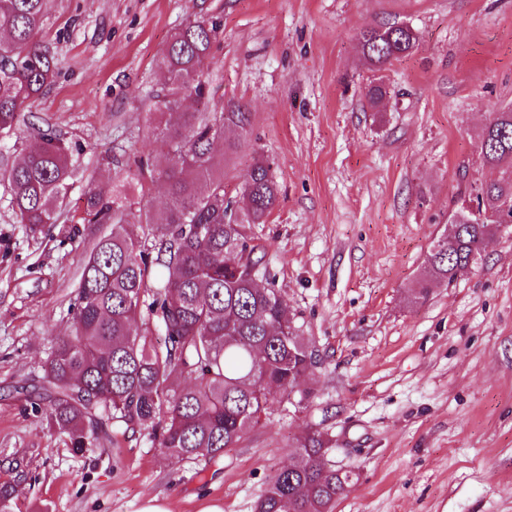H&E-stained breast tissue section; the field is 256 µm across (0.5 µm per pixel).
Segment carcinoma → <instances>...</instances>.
Wrapping results in <instances>:
<instances>
[{"label": "carcinoma", "mask_w": 512, "mask_h": 512, "mask_svg": "<svg viewBox=\"0 0 512 512\" xmlns=\"http://www.w3.org/2000/svg\"><path fill=\"white\" fill-rule=\"evenodd\" d=\"M46 0H0V136L25 140L19 160L0 168L18 223L35 234L65 214L71 151L47 129L25 134L24 111L51 85L58 60L34 36L45 22ZM218 26L195 17L161 52L166 82L153 91L158 120L152 134L169 163L136 161L138 184L90 185L80 217L103 227L83 260L74 303L75 330L47 357L33 411L67 434L76 449L101 437L109 443L149 426L158 447L181 459L214 462L236 448L266 415L273 395L290 394L312 373L314 351L295 341V320L274 288L249 277L262 266L246 232L265 224L279 189L271 164L254 157L242 176V200L224 186V158L242 147L251 113L229 100L211 105L207 70ZM364 57L378 68L409 55L416 35L405 25L360 32ZM389 95L373 82L376 107ZM479 158L497 172L470 185L480 213L497 218L461 223L452 239L428 251L410 289L424 302L429 288L450 284L476 263L512 220V107L492 112L478 136ZM164 211L149 205L152 193ZM164 343L153 341V330ZM302 464L269 479L255 512H335L355 484L354 473L326 464L331 440L309 427L294 445ZM16 487L0 482V512H11Z\"/></svg>", "instance_id": "1"}]
</instances>
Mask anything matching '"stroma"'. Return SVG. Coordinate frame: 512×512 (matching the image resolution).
Segmentation results:
<instances>
[{
    "label": "stroma",
    "instance_id": "obj_1",
    "mask_svg": "<svg viewBox=\"0 0 512 512\" xmlns=\"http://www.w3.org/2000/svg\"><path fill=\"white\" fill-rule=\"evenodd\" d=\"M200 15L221 24L215 101L253 115L226 190L257 152L280 186L248 234L317 352L311 397L275 395L216 463L165 454L146 429L77 454L26 394L74 329L93 238L74 217L118 162L164 161L147 93L165 80L171 34ZM393 23L416 47L374 71L358 35ZM36 39L59 73L26 123L75 150L73 218L30 233L0 183V482L17 486L13 512H141L153 496L167 512H254L309 426L332 436L328 464L355 475L336 512H512V227L456 281L408 301L465 196L460 169L491 175L477 134L512 107V0H48ZM377 78L392 95L374 109Z\"/></svg>",
    "mask_w": 512,
    "mask_h": 512
}]
</instances>
